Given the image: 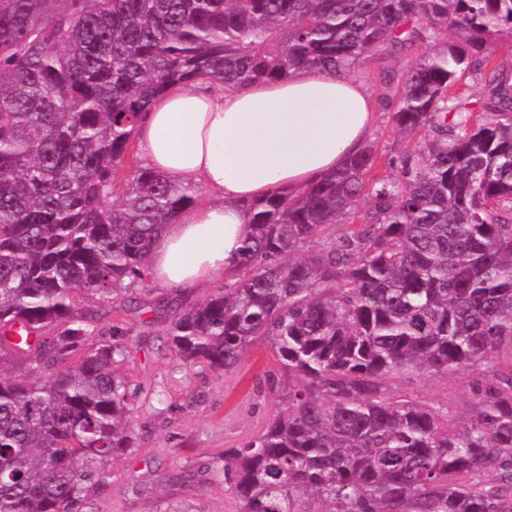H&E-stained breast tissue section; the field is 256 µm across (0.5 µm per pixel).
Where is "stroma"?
Listing matches in <instances>:
<instances>
[{
	"instance_id": "1",
	"label": "stroma",
	"mask_w": 512,
	"mask_h": 512,
	"mask_svg": "<svg viewBox=\"0 0 512 512\" xmlns=\"http://www.w3.org/2000/svg\"><path fill=\"white\" fill-rule=\"evenodd\" d=\"M431 50V45L418 44L398 54L370 52L351 73L370 90L378 114L372 141L379 174L391 173V161L409 143L393 124L398 99L387 95L384 76L402 74ZM229 280L224 274L194 289L171 290L149 278L137 288L139 305L125 314L133 333L119 367L142 389L132 417L137 447L115 466L110 482L90 499L85 512H237L238 502L217 476L224 466V451L269 423L280 394L288 390V380L281 377L263 336L254 338L239 364L223 374L203 364L186 367L169 348L166 331L172 314L151 309L159 297L186 305L201 302ZM472 379L469 373H431L392 379L386 386L392 395L448 405L462 419L471 408ZM180 470L193 473V480L168 486L167 475Z\"/></svg>"
}]
</instances>
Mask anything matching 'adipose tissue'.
<instances>
[{
    "instance_id": "adipose-tissue-1",
    "label": "adipose tissue",
    "mask_w": 512,
    "mask_h": 512,
    "mask_svg": "<svg viewBox=\"0 0 512 512\" xmlns=\"http://www.w3.org/2000/svg\"><path fill=\"white\" fill-rule=\"evenodd\" d=\"M372 95L346 75L299 68L236 90L178 85L137 132L145 166L204 189L207 201L155 240L151 275L165 288L199 287L239 256L251 202L297 193L370 141Z\"/></svg>"
}]
</instances>
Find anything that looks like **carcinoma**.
Instances as JSON below:
<instances>
[{
    "label": "carcinoma",
    "instance_id": "cac0c4a2",
    "mask_svg": "<svg viewBox=\"0 0 512 512\" xmlns=\"http://www.w3.org/2000/svg\"><path fill=\"white\" fill-rule=\"evenodd\" d=\"M455 40H447L448 35ZM512 0H0V512H83L134 448L133 328L103 313L149 274L196 185L141 164L168 88L349 73L444 40L402 76L396 172L376 146L251 206L231 282L167 336L221 373L255 336L298 383L224 451L240 512H512ZM479 92L452 93L464 78ZM120 198L114 204L112 198ZM361 213L362 223L336 225ZM476 371L465 422L386 380Z\"/></svg>",
    "mask_w": 512,
    "mask_h": 512
}]
</instances>
